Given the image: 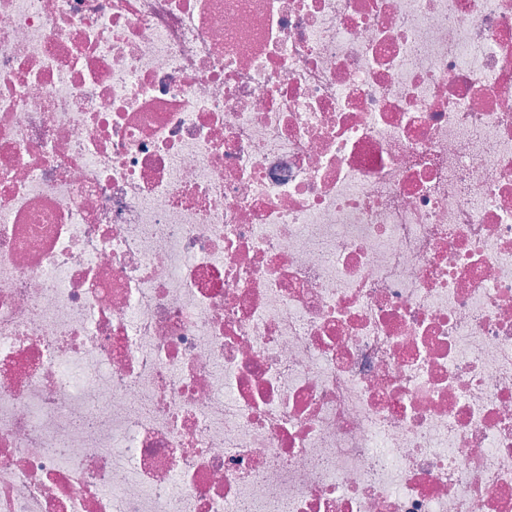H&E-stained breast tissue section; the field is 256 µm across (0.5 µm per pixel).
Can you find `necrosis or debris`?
I'll list each match as a JSON object with an SVG mask.
<instances>
[{
  "mask_svg": "<svg viewBox=\"0 0 512 512\" xmlns=\"http://www.w3.org/2000/svg\"><path fill=\"white\" fill-rule=\"evenodd\" d=\"M0 512H512V0H0Z\"/></svg>",
  "mask_w": 512,
  "mask_h": 512,
  "instance_id": "obj_1",
  "label": "necrosis or debris"
}]
</instances>
